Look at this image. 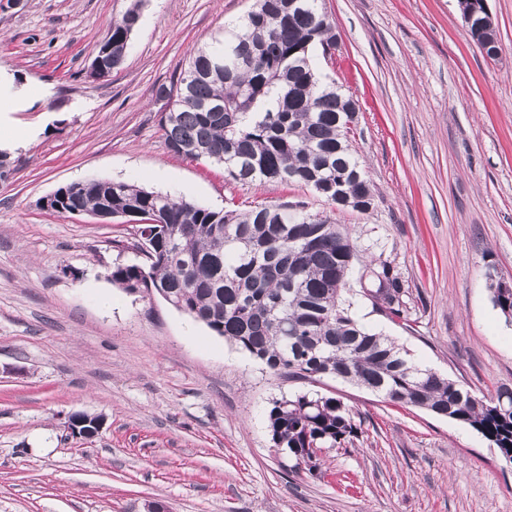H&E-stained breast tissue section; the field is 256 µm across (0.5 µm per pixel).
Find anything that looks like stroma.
<instances>
[{"label":"stroma","mask_w":512,"mask_h":512,"mask_svg":"<svg viewBox=\"0 0 512 512\" xmlns=\"http://www.w3.org/2000/svg\"><path fill=\"white\" fill-rule=\"evenodd\" d=\"M133 0H0V71L26 95L0 112L23 134L0 168V512H512V464L472 428L333 378L268 372L158 294L109 269L141 259L137 224L44 208L60 186L122 181L214 209L312 190L242 184L168 152L155 90L254 0H142L124 64L91 63ZM500 54L471 42L457 0H325L333 59L317 70L358 100L354 148L378 198L350 225L363 259L401 274L408 319L357 296L360 322L476 395L512 389V0H487ZM74 276L62 275V267ZM339 398L359 428L317 475L274 448V401ZM101 418L73 436L71 414ZM489 284H494V289L489 288L493 305L498 308L507 318H512V291L502 290V288H512V282L504 279H496L490 275Z\"/></svg>","instance_id":"stroma-1"}]
</instances>
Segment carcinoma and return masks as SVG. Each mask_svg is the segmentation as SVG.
I'll return each instance as SVG.
<instances>
[{
    "mask_svg": "<svg viewBox=\"0 0 512 512\" xmlns=\"http://www.w3.org/2000/svg\"><path fill=\"white\" fill-rule=\"evenodd\" d=\"M294 7H289V4ZM134 0L100 44L105 78L125 61L140 20ZM478 47L498 40L495 20L468 28ZM335 26L319 0H255L237 28L198 46L177 79L161 89L165 148L221 164L241 183L309 188L331 211L367 215L376 190L353 149L360 105L316 71L312 53L336 49ZM68 215L156 219L150 242L136 248L146 263L119 264L108 280L129 293L165 292L172 306L223 337L273 373L328 377L390 402L417 407L471 427L512 459V390L479 397L422 368L386 336L352 314V288L387 317L405 318L406 290L387 261L355 270L360 256L348 225L288 202L212 210L125 182H74L55 191ZM512 318V291L491 290ZM274 447L308 472L313 448L358 436L336 397L303 393L274 402L268 415Z\"/></svg>",
    "mask_w": 512,
    "mask_h": 512,
    "instance_id": "1",
    "label": "carcinoma"
}]
</instances>
